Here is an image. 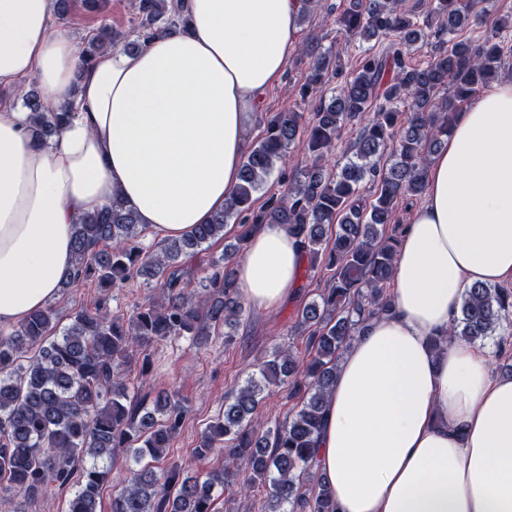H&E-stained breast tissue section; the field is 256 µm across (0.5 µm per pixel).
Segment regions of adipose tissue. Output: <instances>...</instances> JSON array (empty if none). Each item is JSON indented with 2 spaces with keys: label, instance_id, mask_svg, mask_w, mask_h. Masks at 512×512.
<instances>
[{
  "label": "adipose tissue",
  "instance_id": "1",
  "mask_svg": "<svg viewBox=\"0 0 512 512\" xmlns=\"http://www.w3.org/2000/svg\"><path fill=\"white\" fill-rule=\"evenodd\" d=\"M188 33L135 53L83 49L50 25L54 0H0V83L37 72L71 108L46 146L0 109V325L45 307L72 269L78 217L122 196L159 239L222 210L257 111L296 43L304 0H182ZM400 238L389 314L336 369L317 468L337 512H512V379L476 341L436 353L466 288L512 283V80L457 113ZM299 238L258 228L236 269L253 309L292 296Z\"/></svg>",
  "mask_w": 512,
  "mask_h": 512
}]
</instances>
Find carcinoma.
Listing matches in <instances>:
<instances>
[{
	"label": "carcinoma",
	"instance_id": "1",
	"mask_svg": "<svg viewBox=\"0 0 512 512\" xmlns=\"http://www.w3.org/2000/svg\"><path fill=\"white\" fill-rule=\"evenodd\" d=\"M428 17L404 8L402 0H346L335 23L358 41L387 39L381 53L365 49L352 76L337 91L327 82L342 70L340 57H317L301 99L319 94L307 135L313 163L288 181L280 195L252 209L276 163L303 135L301 113L270 117L246 156L224 209L186 236L166 240L158 252L140 244L144 226L136 211L112 205L77 219L74 268L65 286L92 280L111 288L137 272L154 282L160 299H149L120 322L97 305L81 309L59 328L52 305L28 314L7 334L0 332V480L34 499L51 489L69 491L66 512H99L100 490L111 473L102 461L124 456L127 476L112 497L111 512H216V489L239 484V492L266 495V512H336L332 491L323 483L303 490L311 476L326 400L338 359L364 322L392 310L384 288L391 281L398 236L384 230L394 223L399 202L426 189V168L441 146L460 105L489 87L501 66L494 37L464 36L478 17L476 3L433 0ZM126 34L104 24L91 31L83 50L89 65L107 47L134 50L155 37L189 27L188 17L168 0H133ZM436 21L439 48L429 62L415 65L410 48ZM447 97L436 99L439 89ZM35 138L48 143L68 119V110L45 102L34 87L22 94ZM408 104L402 112L398 105ZM361 122L351 157L325 177L318 162L331 153L345 125ZM389 158H384V155ZM374 191L366 202L362 189ZM235 220L234 249L247 245L262 224H281L301 238L305 258L324 256L335 268L331 287L303 306L298 327L304 350L295 342L277 346L257 364L245 384L224 399V411L201 432L196 458L215 456L218 466L205 475L168 461L186 407L178 398H148L130 392L124 378L134 366L148 374V347L173 337L195 339L209 329L237 324L244 298L235 271L216 262L199 287H191L186 263L224 237ZM336 226L333 248L322 249L326 229ZM512 315V291L474 285L463 298L448 332L435 341L443 352L456 340H486ZM285 385L300 399L289 420L269 427L263 400Z\"/></svg>",
	"mask_w": 512,
	"mask_h": 512
}]
</instances>
